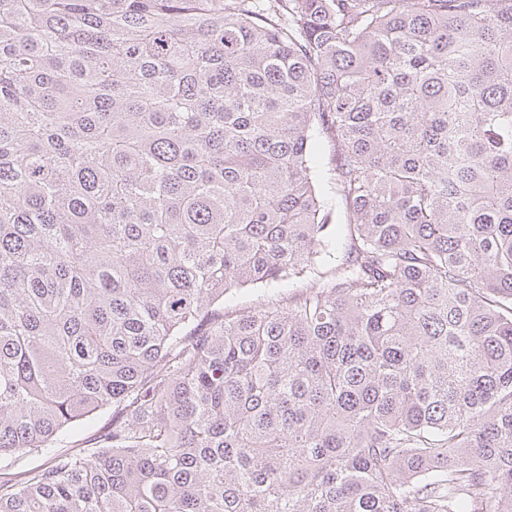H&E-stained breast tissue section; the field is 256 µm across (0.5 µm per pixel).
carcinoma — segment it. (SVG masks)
Returning <instances> with one entry per match:
<instances>
[{
    "label": "carcinoma",
    "mask_w": 512,
    "mask_h": 512,
    "mask_svg": "<svg viewBox=\"0 0 512 512\" xmlns=\"http://www.w3.org/2000/svg\"><path fill=\"white\" fill-rule=\"evenodd\" d=\"M43 451L0 512H512V0H0V459ZM333 167L332 145L326 140L322 141L316 147V166L314 171L319 189L321 193L326 196H333L334 191H336V185L333 179ZM272 294V291L267 289L241 290L236 293H229L224 296V309H247L268 300Z\"/></svg>",
    "instance_id": "carcinoma-1"
}]
</instances>
